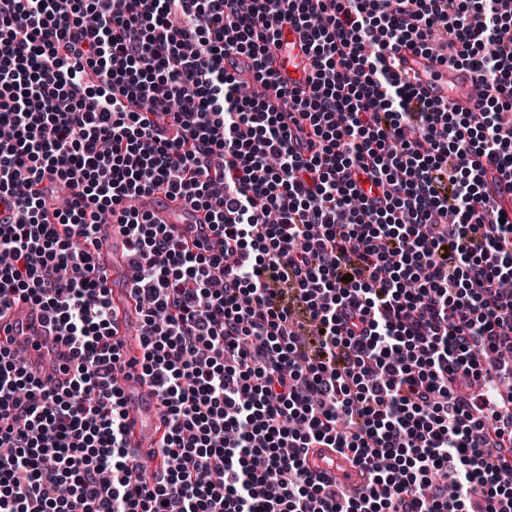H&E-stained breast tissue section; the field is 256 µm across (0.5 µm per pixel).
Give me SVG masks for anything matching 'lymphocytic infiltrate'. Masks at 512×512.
<instances>
[{
	"mask_svg": "<svg viewBox=\"0 0 512 512\" xmlns=\"http://www.w3.org/2000/svg\"><path fill=\"white\" fill-rule=\"evenodd\" d=\"M315 77L270 67L284 25ZM481 109L393 68L435 27ZM287 100L242 96L235 76ZM512 0H0V308L77 360L0 349V512H512ZM207 212L179 240L133 202ZM120 225L158 396L153 482L113 372L103 220ZM370 473L351 496L310 448ZM485 188L498 206L510 213L512 208V178H505L497 169L488 167ZM0 343L25 357L27 370L52 386H64L72 377L75 359L70 350L50 332L42 312L26 303H14L0 316ZM55 352V362L45 357Z\"/></svg>",
	"mask_w": 512,
	"mask_h": 512,
	"instance_id": "obj_1",
	"label": "lymphocytic infiltrate"
}]
</instances>
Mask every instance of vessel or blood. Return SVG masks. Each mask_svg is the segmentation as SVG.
<instances>
[{"mask_svg": "<svg viewBox=\"0 0 512 512\" xmlns=\"http://www.w3.org/2000/svg\"><path fill=\"white\" fill-rule=\"evenodd\" d=\"M273 67L280 79L292 89L309 90V78L314 71L313 59L303 31L286 27L280 42L273 49ZM397 68L411 78L416 88L428 98L462 112L479 111L481 104L467 70L448 69L434 56L401 50L395 57ZM485 188L503 210L512 209V178L504 177L497 169L487 171ZM142 210L152 214L159 224H169L181 237L192 239L201 224L207 223L205 212L198 211L179 200L161 193L142 196ZM102 244L96 251L97 263L130 279L132 269L125 236L117 225L101 228ZM113 308L119 311V329L123 349L128 356H140L141 332L137 327L139 312L129 288L111 294ZM0 345L24 355L30 373L52 386L66 385L72 377L75 359L54 333L50 332L42 312L26 303H15L0 313ZM125 394H138V401L128 402L127 421L134 447L142 453L141 462L155 468L149 453L156 446L161 408L151 389L138 373L123 378ZM306 468L317 475L334 479L337 487L355 495L365 490L369 473L354 456L333 448H312L305 457Z\"/></svg>", "mask_w": 512, "mask_h": 512, "instance_id": "b4317fda", "label": "vessel or blood"}]
</instances>
